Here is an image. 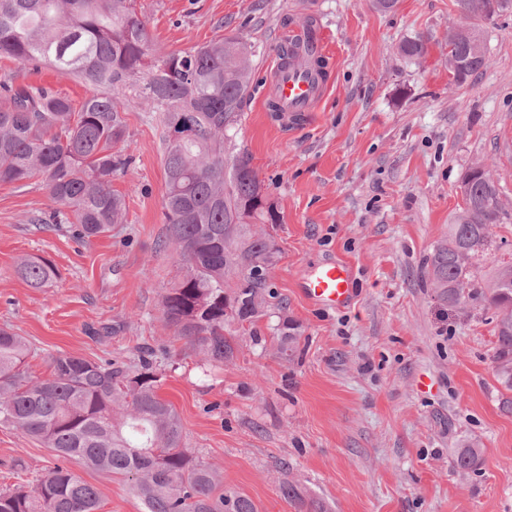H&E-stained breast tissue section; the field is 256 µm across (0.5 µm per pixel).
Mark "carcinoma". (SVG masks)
Segmentation results:
<instances>
[{"label":"carcinoma","mask_w":512,"mask_h":512,"mask_svg":"<svg viewBox=\"0 0 512 512\" xmlns=\"http://www.w3.org/2000/svg\"><path fill=\"white\" fill-rule=\"evenodd\" d=\"M472 20L448 32V73L462 84L490 66L485 25L512 9V0H455ZM256 45L222 38L181 53L156 57L135 0H0V57L45 63L90 88L79 105L43 85L0 84V182H46L56 205L51 218L90 242L123 221L125 203L112 177L130 156L124 113L146 100L164 108L173 135L166 141L163 209L168 242L185 274L162 301V313L186 350L222 364L234 356L226 325H255L273 307L261 271L278 255L271 235L251 228L278 224L250 158L242 153L224 171V141L240 120ZM428 52L421 35L407 37L399 54L416 63ZM471 189L472 206L455 214L448 238L427 259L432 287L450 304L478 302L494 312L492 363L498 382L512 391V264H496L483 282L476 262L497 247L494 229L512 219L487 166ZM18 276L32 288L57 278L45 258L23 257ZM280 351L299 349L297 324L271 327ZM24 337L0 327V427L52 450L57 463L30 486L0 491V512H98V490L64 463L125 477L144 512H258L246 495L224 487L223 469L196 459L183 444L179 416L159 395L151 358L131 368L70 353L50 359V375L31 378L24 368ZM482 449L468 444L455 469L476 472Z\"/></svg>","instance_id":"carcinoma-1"}]
</instances>
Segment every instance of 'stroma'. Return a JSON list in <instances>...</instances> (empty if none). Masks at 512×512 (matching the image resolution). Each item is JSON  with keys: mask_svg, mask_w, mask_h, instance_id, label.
<instances>
[{"mask_svg": "<svg viewBox=\"0 0 512 512\" xmlns=\"http://www.w3.org/2000/svg\"><path fill=\"white\" fill-rule=\"evenodd\" d=\"M295 0H137L150 50L162 56L225 36L254 43L248 93L226 159L247 153L276 205L269 232L280 250L270 288L298 325L299 350L280 353L270 317L262 341L234 328V357L211 365L184 356L162 317V299L184 269L162 206L163 113L143 102L126 113L131 164L112 180L124 223L83 243L43 223L54 207L42 181L0 184V327L31 347L32 378L68 352L136 365L152 347L159 393L199 460L224 468L225 487L258 512H512L511 393L492 365L494 324L480 308L441 301L427 258L462 207L459 186L489 166L512 211V12L487 27L492 65L464 84L448 75V30L466 25L454 0H309L335 61L332 88L311 122L283 131L267 108L268 70ZM429 41L420 63L403 38ZM43 85L81 102L88 88L43 64L0 59V81ZM45 257L59 277L33 289L16 274ZM344 259L356 270L355 301L341 312L299 294L305 270ZM483 450L478 472L455 470L458 448ZM55 458L41 442L0 428V489L34 483ZM100 493L99 512H141L122 476L69 460ZM300 496L284 498L282 483Z\"/></svg>", "mask_w": 512, "mask_h": 512, "instance_id": "35a3bbf8", "label": "stroma"}]
</instances>
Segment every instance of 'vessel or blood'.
Segmentation results:
<instances>
[{
    "mask_svg": "<svg viewBox=\"0 0 512 512\" xmlns=\"http://www.w3.org/2000/svg\"><path fill=\"white\" fill-rule=\"evenodd\" d=\"M270 97L280 108L282 121L296 130L309 122L319 100L327 93L326 80L310 73L304 62L275 66L269 82ZM353 266L343 260H326L306 271L301 292L311 304L344 310L353 301Z\"/></svg>",
    "mask_w": 512,
    "mask_h": 512,
    "instance_id": "vessel-or-blood-1",
    "label": "vessel or blood"
}]
</instances>
